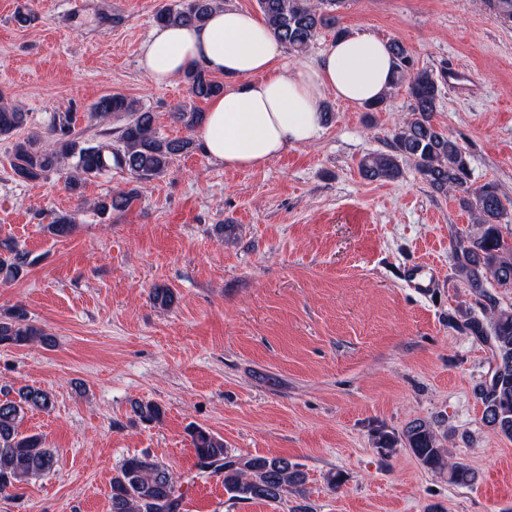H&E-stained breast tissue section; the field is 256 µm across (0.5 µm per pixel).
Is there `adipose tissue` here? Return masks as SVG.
Here are the masks:
<instances>
[{
	"label": "adipose tissue",
	"instance_id": "obj_1",
	"mask_svg": "<svg viewBox=\"0 0 512 512\" xmlns=\"http://www.w3.org/2000/svg\"><path fill=\"white\" fill-rule=\"evenodd\" d=\"M140 67L157 85L192 69L227 78L198 137L225 168L252 170L319 140L326 96L359 106L384 97L394 59L385 40L356 31L330 41L315 62L290 64L263 19L224 6L201 25L153 28L141 45Z\"/></svg>",
	"mask_w": 512,
	"mask_h": 512
}]
</instances>
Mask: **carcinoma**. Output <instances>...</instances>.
Masks as SVG:
<instances>
[{
    "label": "carcinoma",
    "instance_id": "cac0c4a2",
    "mask_svg": "<svg viewBox=\"0 0 512 512\" xmlns=\"http://www.w3.org/2000/svg\"><path fill=\"white\" fill-rule=\"evenodd\" d=\"M339 0H257L263 19L275 38L288 50L303 52L321 29L334 28L336 36L344 29L336 27L330 12ZM223 0H178L161 8L155 15L159 25L202 24ZM396 61L392 87L406 86L411 99L412 118L393 135L392 152L365 155L360 162L363 176L369 180H393L400 174L399 160L413 162L422 179L436 193L459 194L462 208L471 212L480 226L479 233L456 245V270L463 283L487 300H492L486 285L496 283L512 288V242L500 230L509 218V200L494 183L469 185V162L458 143L434 122L441 88L439 80L427 69L413 70L411 55L405 45L389 42ZM192 97L208 100L223 92L224 86L203 69L185 74ZM171 119L192 131L205 114L196 108L178 106ZM122 120L112 130H102V140L90 144L75 135L78 115L58 112L45 135L27 137L13 145L11 170L20 182H34L52 171L68 170L67 189L82 199L87 180L119 169L134 182L143 183L162 175L178 156L196 148L190 137L162 138L155 125V115L122 94L100 97L87 118L99 124L111 118ZM26 113L9 104L0 105V138H9L22 128ZM138 195L135 187L117 188L97 202L96 210L107 215L126 209ZM75 228V219L60 214L46 225L52 237H66ZM28 251L9 240H0V280L8 283L22 277L34 265ZM153 304L166 309L174 303L172 289L152 290ZM464 327L491 351L495 369L491 381L480 383L475 395L483 406V421L494 432L512 439V311L489 306L478 318L469 316ZM51 336L29 323L26 311L17 307L0 317V345L24 347L39 343L49 346ZM54 406L52 395L35 386H22L14 395L0 399V494H5L30 479L49 473L57 464L52 449L44 446L38 434H23L19 424L29 411L48 412ZM131 409L142 423H158L164 410L154 401H134ZM190 442L201 473L223 478L224 490L232 500H261L280 504L288 495L300 491L305 482L302 466L280 456L241 455L224 447V440L200 426L188 430ZM407 448L421 465L441 472L448 470L449 482L471 485L477 474L467 465L448 460L435 426L425 420L412 421L404 431ZM181 486L156 458L143 453L124 460L112 476L111 512H181Z\"/></svg>",
    "mask_w": 512,
    "mask_h": 512
}]
</instances>
